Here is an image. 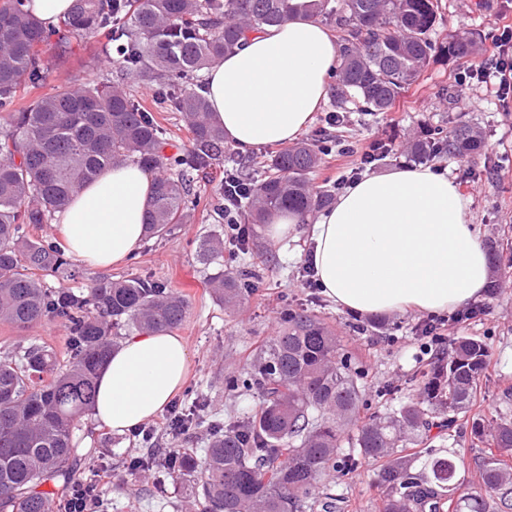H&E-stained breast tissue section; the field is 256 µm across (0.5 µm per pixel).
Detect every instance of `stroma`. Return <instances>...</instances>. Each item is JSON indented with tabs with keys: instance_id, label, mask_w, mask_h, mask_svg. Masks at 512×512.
I'll list each match as a JSON object with an SVG mask.
<instances>
[{
	"instance_id": "1",
	"label": "stroma",
	"mask_w": 512,
	"mask_h": 512,
	"mask_svg": "<svg viewBox=\"0 0 512 512\" xmlns=\"http://www.w3.org/2000/svg\"><path fill=\"white\" fill-rule=\"evenodd\" d=\"M441 6V18L432 33L437 43L472 32L485 48L499 28L512 25V0H487L483 5L476 0H441ZM72 47V52L58 60L49 85L69 79L109 78L112 62L101 44L78 39ZM468 65L465 59L434 56L419 80L389 111L348 113L345 132L354 150L345 153L335 149L323 155L313 175L314 187L333 186L339 176L358 167L362 152L374 140H383L392 148L385 159L372 166V173L379 174L406 164L407 143L421 132L462 121L482 135V154L472 162L443 155L431 159L429 165L453 179L459 191L470 198L468 219L483 243L497 246L503 254L512 253V111H505L493 90L457 84V73ZM223 177L224 168L217 165L206 177L195 179L192 191L206 199V206L193 210L187 223L170 236L144 241L131 259L108 272L112 278L147 276L165 282L188 299L190 313L178 330L192 358L186 388L176 396L183 407H191L198 393L205 397L209 413L219 419L239 417L255 407V394L227 390L225 382L239 376L258 347L277 335L285 308L301 305L335 329L359 371L366 394L362 416L384 413L415 400L416 376L430 369L438 355H450L456 337L470 336L484 342L490 352V365L474 411L488 420H512V271L500 270L497 292L487 291L479 298L483 312L478 318L447 323L445 342L428 351L417 332L427 321V314L410 310L375 320L339 310L322 294L302 288L304 256L311 247L310 224L296 225L288 238L279 241L267 236L265 225L255 224L247 250L235 259L220 264L204 255V240L223 228L212 207L213 190ZM250 267L259 273L254 293L235 310L224 309L210 291L209 278L221 269L236 272ZM66 336L65 326L56 321L25 330L0 322V357L33 343H45L61 352ZM73 439L83 448L109 449L104 463L112 472V512H185L188 494L155 498L148 494L150 477L134 480L127 476L123 459L145 454L148 447L131 434H116L86 414L80 418ZM428 446L438 454L454 453L460 489L474 487L473 456L480 445L468 425L459 424L452 436L431 439ZM318 491L336 494V512H380L382 494L374 463L364 461L354 469L330 472Z\"/></svg>"
}]
</instances>
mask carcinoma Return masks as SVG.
Returning <instances> with one entry per match:
<instances>
[{
    "label": "carcinoma",
    "instance_id": "obj_1",
    "mask_svg": "<svg viewBox=\"0 0 512 512\" xmlns=\"http://www.w3.org/2000/svg\"><path fill=\"white\" fill-rule=\"evenodd\" d=\"M304 12L336 21L341 54L336 67L338 112H386L439 52L450 59L473 53L477 40L430 38L439 0H72L67 17L46 30L30 0H0V321L25 329L60 321L68 330L67 357L32 344L0 359V512H65L72 494L91 495L96 512H112V492L96 486L91 464L109 448H79L73 432L91 408L96 382L124 332L176 329L187 319V298L160 281L102 277L73 288L51 285L69 266L64 250L32 241L27 228L49 224L105 167L134 161L155 177L145 234L161 237L183 223L191 183L224 163V129L212 117L198 73L242 45L250 32L280 25ZM56 41H50L51 37ZM104 38L121 83L60 85L17 108L22 87H43L70 39ZM157 84V108L178 112L189 142L173 155L163 126L126 80ZM474 129H435L411 144L420 160L479 156ZM315 143L285 146L263 165L242 200L254 224L275 210L307 215L329 205L330 189L315 190L310 175L320 162ZM221 258L224 234L203 243ZM250 272L221 271L213 296L235 307L249 289ZM287 326L257 352L243 375L228 381L252 391L258 404L243 418L211 420L208 446L198 457L168 448L127 462L128 471L153 477L160 496L169 487L190 491L197 512H333L336 498L315 496L330 471L345 465L343 434L352 431L357 458L378 464L381 512H512V421L471 417L473 438L493 449L474 458L475 490L456 494V461L423 448L432 429H452L471 411L488 367L487 346L460 336L452 355L417 378L418 400L360 418L365 405L358 372L335 332L306 311L288 310ZM204 404L185 412L172 434L203 424Z\"/></svg>",
    "mask_w": 512,
    "mask_h": 512
}]
</instances>
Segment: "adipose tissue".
<instances>
[{
    "instance_id": "1",
    "label": "adipose tissue",
    "mask_w": 512,
    "mask_h": 512,
    "mask_svg": "<svg viewBox=\"0 0 512 512\" xmlns=\"http://www.w3.org/2000/svg\"><path fill=\"white\" fill-rule=\"evenodd\" d=\"M338 56L335 38L302 14L250 35L206 72L215 122L243 151L295 141L328 98ZM153 183L151 170L130 161L102 170L57 216L67 254L100 269L135 254ZM469 204L451 179L423 166L352 184L311 229L323 295L360 315L440 314L480 297L489 266ZM190 364L170 330L127 337L100 372L93 418L121 434L156 418Z\"/></svg>"
}]
</instances>
